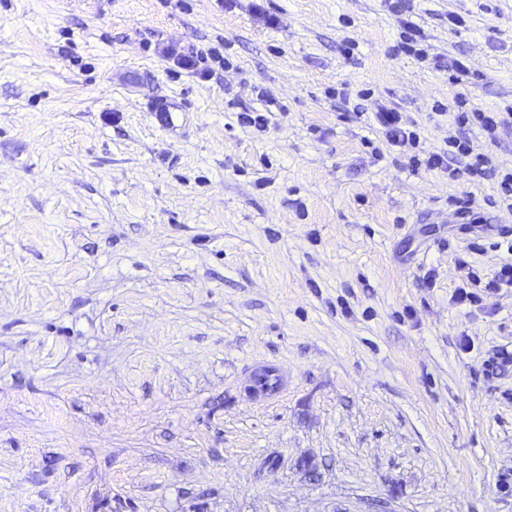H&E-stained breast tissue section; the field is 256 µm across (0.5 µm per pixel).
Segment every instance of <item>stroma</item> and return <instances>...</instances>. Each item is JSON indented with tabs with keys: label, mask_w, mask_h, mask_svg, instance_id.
<instances>
[{
	"label": "stroma",
	"mask_w": 512,
	"mask_h": 512,
	"mask_svg": "<svg viewBox=\"0 0 512 512\" xmlns=\"http://www.w3.org/2000/svg\"><path fill=\"white\" fill-rule=\"evenodd\" d=\"M461 100L512 106V0H0V512H512V288L455 301L512 211L369 117L512 169ZM159 54L167 59L173 61L179 68L191 72L200 78H207V71L198 68L202 56H210L213 59H217L218 55L215 48H209L207 52L196 49L193 46H180L176 44H169L159 49ZM149 112L154 120V125L170 135L176 133L181 127L178 124L179 114L185 110L175 99L161 97L149 103ZM402 114L393 107L378 104L373 113V120L392 146L413 149L419 143L420 134L417 125L408 122Z\"/></svg>",
	"instance_id": "obj_1"
}]
</instances>
